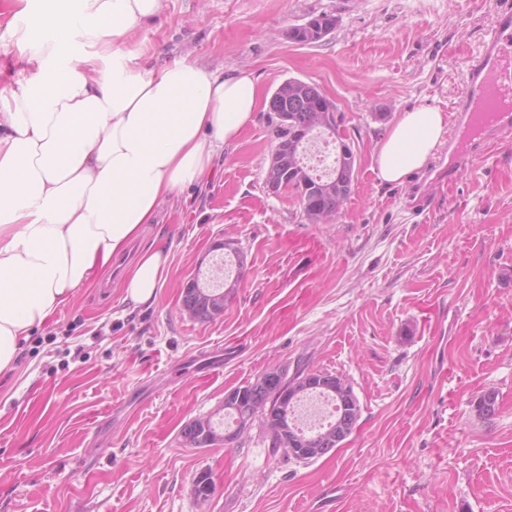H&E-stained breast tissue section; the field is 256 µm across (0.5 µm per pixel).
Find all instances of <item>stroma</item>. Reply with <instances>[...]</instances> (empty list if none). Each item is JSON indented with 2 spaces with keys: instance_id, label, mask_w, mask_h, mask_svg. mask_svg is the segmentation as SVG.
<instances>
[{
  "instance_id": "obj_1",
  "label": "stroma",
  "mask_w": 512,
  "mask_h": 512,
  "mask_svg": "<svg viewBox=\"0 0 512 512\" xmlns=\"http://www.w3.org/2000/svg\"><path fill=\"white\" fill-rule=\"evenodd\" d=\"M25 0H0V89L33 70L16 40ZM499 0H161L135 41L153 61L251 72L263 98L285 79L338 107L357 158L332 224L264 187L266 108L201 182L163 204L124 255L158 235L170 272L150 306L78 289L0 373V512H512V137L434 189L429 209L379 177L375 155L407 111L447 112ZM331 12L324 40L291 27ZM238 238L245 267L222 315L182 312L212 246ZM349 379L356 430L307 463L246 440L184 446L181 430L272 366ZM497 395L491 419L475 410ZM215 487L193 493L200 471Z\"/></svg>"
}]
</instances>
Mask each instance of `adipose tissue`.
<instances>
[{
	"label": "adipose tissue",
	"mask_w": 512,
	"mask_h": 512,
	"mask_svg": "<svg viewBox=\"0 0 512 512\" xmlns=\"http://www.w3.org/2000/svg\"><path fill=\"white\" fill-rule=\"evenodd\" d=\"M160 0H39L19 42L41 35L24 83L0 89V373L21 339L94 282L160 205L210 169L260 104L251 73L224 75L187 61L151 65L131 44ZM421 107L389 129L381 179L421 169L446 133ZM171 246L154 240L121 283L123 299L152 305Z\"/></svg>",
	"instance_id": "1"
}]
</instances>
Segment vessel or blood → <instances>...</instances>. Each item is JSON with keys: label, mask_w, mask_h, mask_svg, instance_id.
Returning <instances> with one entry per match:
<instances>
[{"label": "vessel or blood", "mask_w": 512, "mask_h": 512, "mask_svg": "<svg viewBox=\"0 0 512 512\" xmlns=\"http://www.w3.org/2000/svg\"><path fill=\"white\" fill-rule=\"evenodd\" d=\"M463 126L473 128L474 140L456 156L461 170L512 135V0H504L489 38L468 62L465 90L451 109L449 137Z\"/></svg>", "instance_id": "b4317fda"}]
</instances>
